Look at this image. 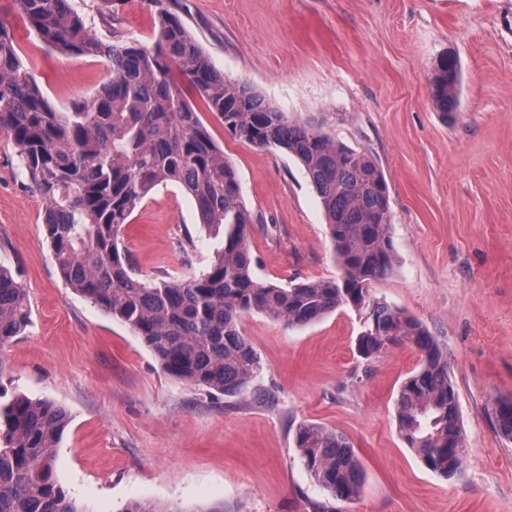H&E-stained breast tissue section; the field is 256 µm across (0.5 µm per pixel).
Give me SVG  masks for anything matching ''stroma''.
Wrapping results in <instances>:
<instances>
[{
  "label": "stroma",
  "mask_w": 512,
  "mask_h": 512,
  "mask_svg": "<svg viewBox=\"0 0 512 512\" xmlns=\"http://www.w3.org/2000/svg\"><path fill=\"white\" fill-rule=\"evenodd\" d=\"M93 33L153 43L143 0H69ZM217 69L294 120L366 151L390 191L392 273L372 295L423 323L448 355L468 458L446 479L401 439L396 401L419 353L394 344L373 359L356 340L365 312L343 307L290 328L259 313L243 335L262 369L216 397L164 373L122 322L64 283L42 218L45 201L0 132V266L27 293L31 322L0 352L11 391L65 407L55 475L90 512L134 498L188 512H512V442L494 414L512 401V0H169ZM13 31L59 106L93 95L100 60ZM445 53L460 65V108L442 116L429 78ZM236 167L256 218L258 278L277 284L338 274L318 196L285 150L234 140L203 113ZM122 244L147 278L202 273L220 241L193 198L158 187ZM303 423L342 435L361 463L356 499L317 484L294 444Z\"/></svg>",
  "instance_id": "stroma-1"
}]
</instances>
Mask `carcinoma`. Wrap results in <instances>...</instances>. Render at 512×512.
Wrapping results in <instances>:
<instances>
[{"mask_svg": "<svg viewBox=\"0 0 512 512\" xmlns=\"http://www.w3.org/2000/svg\"><path fill=\"white\" fill-rule=\"evenodd\" d=\"M10 2L43 45L101 59L110 71L92 96L61 109L0 18V132L45 199L44 232L65 284L126 324L170 377L223 396L241 393L261 369L242 334L243 315L255 312L303 327L341 307L365 308L357 339L363 358L396 343L420 354L396 404L403 442L428 470L457 477L468 448L448 360L420 322L371 299L372 284L394 265L389 187L372 157L321 126L292 120L246 83L224 76L167 0H145L154 14L150 47L132 36H96L67 0ZM430 89L437 111H458L456 57L438 59ZM195 97L233 138L281 148L300 162L320 200L338 276L285 285L257 278L252 213L242 201L235 167L200 119ZM161 185L183 188L201 223L223 231V247L199 275L148 280L120 247L133 213ZM30 318L24 288L0 267V348L20 336ZM494 414L511 441L512 401L497 403ZM68 423L61 405L0 385V512H89L55 476V449ZM295 445L320 486L344 500L358 495L360 466L345 438L307 423L296 429ZM123 512L185 510L134 500Z\"/></svg>", "mask_w": 512, "mask_h": 512, "instance_id": "obj_1", "label": "carcinoma"}]
</instances>
